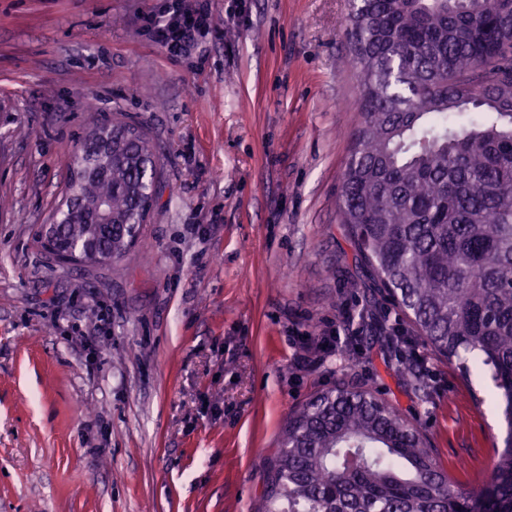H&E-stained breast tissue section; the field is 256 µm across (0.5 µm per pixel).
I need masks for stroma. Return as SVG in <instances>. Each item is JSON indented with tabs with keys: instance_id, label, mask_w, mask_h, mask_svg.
<instances>
[{
	"instance_id": "1",
	"label": "stroma",
	"mask_w": 512,
	"mask_h": 512,
	"mask_svg": "<svg viewBox=\"0 0 512 512\" xmlns=\"http://www.w3.org/2000/svg\"><path fill=\"white\" fill-rule=\"evenodd\" d=\"M174 54L143 17L166 0H0V512H259L293 410L379 391L461 486L505 437L488 374L427 353L424 396L376 340L406 320L369 288L339 222L360 122L350 0H195ZM132 122L161 171L111 266L41 248L60 158ZM364 312L354 352L294 365L299 331Z\"/></svg>"
}]
</instances>
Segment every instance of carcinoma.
Returning a JSON list of instances; mask_svg holds the SVG:
<instances>
[{
  "label": "carcinoma",
  "mask_w": 512,
  "mask_h": 512,
  "mask_svg": "<svg viewBox=\"0 0 512 512\" xmlns=\"http://www.w3.org/2000/svg\"><path fill=\"white\" fill-rule=\"evenodd\" d=\"M361 121L340 218L373 288L461 374L486 372L506 425L489 478L455 483L422 434L370 389L338 386L294 410L263 512H512V0H354ZM103 174L76 172L49 253L117 266L155 197V147L126 123Z\"/></svg>",
  "instance_id": "1"
}]
</instances>
